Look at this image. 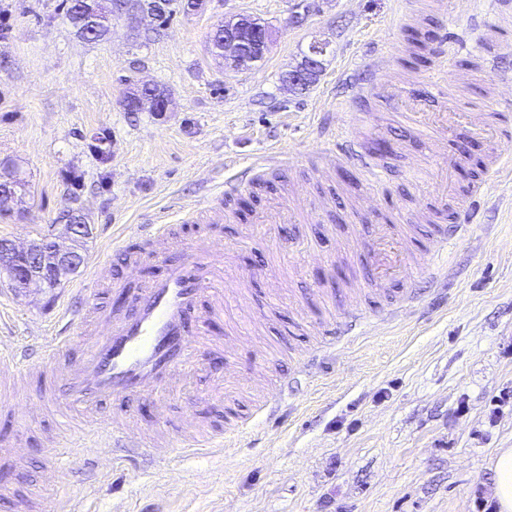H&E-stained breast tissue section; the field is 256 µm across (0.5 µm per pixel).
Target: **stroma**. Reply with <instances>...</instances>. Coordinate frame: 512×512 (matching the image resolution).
<instances>
[{
	"label": "stroma",
	"instance_id": "obj_1",
	"mask_svg": "<svg viewBox=\"0 0 512 512\" xmlns=\"http://www.w3.org/2000/svg\"><path fill=\"white\" fill-rule=\"evenodd\" d=\"M61 3L0 0V163L29 182L22 201L0 209V238L22 246L61 234L58 218L70 210L92 229L85 264L56 288L20 294L0 284V439L18 437L15 449L0 447V512L31 495L46 512H497L491 458L512 448V180L474 200L471 235L449 248L445 278L432 281L421 251L456 221L431 194L437 146L399 123L389 98L370 95L348 110L337 102L384 54L382 81L407 104L476 107L487 125L512 128V87L498 88L483 67L492 51L512 72V26L491 14L477 37L472 0H415L408 12L400 0H206L163 25L146 13L122 16L94 43L65 20ZM238 14L273 33L247 70L209 51L214 27ZM416 38L428 61L410 69ZM316 40L328 45L317 80L289 87L288 72ZM438 74L447 81L439 91ZM137 83L166 88L168 111H126ZM340 130L367 148L390 143L385 183L363 186L353 158L326 168ZM273 147L292 164L225 197L233 219L213 229L231 252L228 276L246 277V307L226 309L211 326L215 336L235 331L245 346L235 382L223 385L200 366L167 396V420L151 410L134 420L156 431L191 414L204 434L230 422L247 431L225 454L135 467L104 458L94 475L80 461L47 473L59 420L33 413L37 380L12 390L13 360L39 363L60 308L91 300L109 312L132 288L113 237L140 245L169 197L189 206L213 181L247 180L252 159ZM451 148L462 157L456 192L465 198L491 153L512 164V141L502 137L462 135ZM293 193L312 199L316 213L279 225L276 240L237 247L256 212ZM393 209L416 227L412 275L373 285L350 245H368L372 222ZM353 274L365 282L356 301L371 330L320 351L317 326L341 315ZM408 288L419 300L395 323L378 321ZM256 372L264 386L249 384ZM281 384L278 412L261 415Z\"/></svg>",
	"mask_w": 512,
	"mask_h": 512
}]
</instances>
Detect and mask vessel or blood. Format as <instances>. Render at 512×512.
<instances>
[{
	"label": "vessel or blood",
	"mask_w": 512,
	"mask_h": 512,
	"mask_svg": "<svg viewBox=\"0 0 512 512\" xmlns=\"http://www.w3.org/2000/svg\"><path fill=\"white\" fill-rule=\"evenodd\" d=\"M404 119L427 131L432 141L448 137L447 118L413 107L405 112ZM231 191V186L222 185L203 196L195 207L172 204L163 208L156 223L143 228V245L138 251H129L124 237H113L114 248L128 251L130 265L158 263L163 267L159 277L138 288L135 315L113 316L106 323V332L99 334L86 326L88 318L97 315V308L88 305L78 312L65 309L60 336L43 350L41 363L52 375L40 395V407L55 409L71 426L96 423L88 456L96 459L115 448H137L161 463L176 451L193 455L200 450L221 449L225 441L239 434V427L234 425L212 436L182 429L164 438H153L143 432H129L132 415L128 412L109 419L90 418L91 411L102 403L129 402L144 393L174 387L196 367L200 351L213 346L211 320L222 316L225 306L237 301L235 290L224 284V251L198 238L182 244L181 258L173 261L163 244L170 238L173 225L194 224L207 215L213 222H222L223 214L216 206ZM471 231V224L465 220L454 225L451 235L438 236L427 247L431 276H439L449 241L464 238ZM373 237L372 276L381 280L403 277L407 266L405 228L388 217L375 225ZM344 319L343 327L332 322L321 327L322 348H335L341 335H366L369 320L362 309L346 311Z\"/></svg>",
	"instance_id": "vessel-or-blood-1"
}]
</instances>
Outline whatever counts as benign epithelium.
<instances>
[{
    "instance_id": "obj_1",
    "label": "benign epithelium",
    "mask_w": 512,
    "mask_h": 512,
    "mask_svg": "<svg viewBox=\"0 0 512 512\" xmlns=\"http://www.w3.org/2000/svg\"><path fill=\"white\" fill-rule=\"evenodd\" d=\"M270 33L260 24H246L239 16L224 21V65L250 68L268 51ZM327 45L315 41L300 67L288 72V84H307L322 68ZM90 225H65L62 237L50 239V247L38 241L18 247L10 240L0 241V281L19 291L33 284L47 285L48 280L61 281L80 268L81 244L89 235Z\"/></svg>"
}]
</instances>
